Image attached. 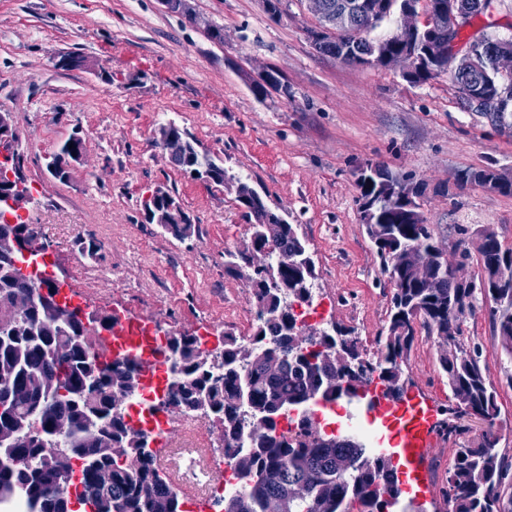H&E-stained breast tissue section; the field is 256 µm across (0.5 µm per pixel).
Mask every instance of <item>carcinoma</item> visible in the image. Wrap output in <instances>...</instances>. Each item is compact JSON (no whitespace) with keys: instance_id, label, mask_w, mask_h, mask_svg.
Returning <instances> with one entry per match:
<instances>
[{"instance_id":"obj_1","label":"carcinoma","mask_w":512,"mask_h":512,"mask_svg":"<svg viewBox=\"0 0 512 512\" xmlns=\"http://www.w3.org/2000/svg\"><path fill=\"white\" fill-rule=\"evenodd\" d=\"M498 41L485 33L480 41L470 37L467 45L489 55ZM426 43L423 38L403 45L386 43L384 51L415 54L419 64L408 76L420 83L442 73L426 62ZM85 149V141L65 139L50 175L67 179L64 157ZM491 176L490 168L459 174L463 183L481 186ZM395 179L381 166L372 182L357 179L360 209L374 220L366 225L367 235L381 273L394 286L388 322L375 337L377 352L371 361L388 389L403 373L418 329L437 337L448 332V315L463 319L473 311L476 295L457 288L444 263L433 271L439 288L409 279L411 258L435 259L438 243L431 225L413 222L402 198L384 193L381 185ZM273 217L281 223L279 247L308 251L297 225L276 212ZM476 251L488 281H500L484 297L490 302L493 340L512 356V248L499 243ZM314 280L311 267L281 276L262 274L250 284L258 319L245 341L224 332V374L218 381L200 337H170L179 367V409L212 419L222 429L224 448L241 449L231 463L243 485L224 497V512H269L274 500L279 512H388L399 502L401 489L390 457L343 440L326 442L307 406L287 415L294 426L285 432L272 419L279 404L305 401L315 391L325 405L344 399L347 393L336 381V370L328 367L325 351L335 347L350 361L364 353L359 338L340 327H295L299 316L283 307L282 292L296 293L309 303L312 292L306 286ZM35 292L0 263V435L15 440L9 456L0 460V510L22 499L28 512H73L74 500L90 512H179L180 497L171 483L158 479L155 459L136 456L135 430L112 410L114 397L133 386L142 365L130 359L123 367H108L92 338L79 326L60 328L53 308L33 298ZM246 344L253 349L249 361L240 356ZM458 347L456 354L441 352L438 357L451 399L459 404L453 414L479 418L487 431L477 445L455 449L442 497L447 512H512V456L498 448L492 432L501 415L497 388L481 367L482 345ZM281 356L285 360L280 370L270 371L268 362ZM90 378L98 381V396L88 402L81 387ZM202 403L205 412L199 410ZM52 420L68 425L64 464L39 435L38 428Z\"/></svg>"}]
</instances>
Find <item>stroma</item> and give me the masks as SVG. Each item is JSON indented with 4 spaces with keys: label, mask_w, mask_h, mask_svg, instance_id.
Returning a JSON list of instances; mask_svg holds the SVG:
<instances>
[{
    "label": "stroma",
    "mask_w": 512,
    "mask_h": 512,
    "mask_svg": "<svg viewBox=\"0 0 512 512\" xmlns=\"http://www.w3.org/2000/svg\"><path fill=\"white\" fill-rule=\"evenodd\" d=\"M194 7L198 26L158 0H0V111L11 113L28 156L25 216L50 247L54 277L78 301L190 334L252 332L239 315L248 284L224 273V253L249 241L250 220L231 185L192 179L169 162L156 141L163 122L187 131L199 152L298 225L316 266L318 311L309 324L353 330L368 355L393 286L363 224L359 166L380 164L425 184L421 213L448 257L460 250V224L493 227L512 248V193L454 183L468 169L512 174V128L465 105L449 74L413 84L398 68L322 55L307 38L315 20L302 0H285L278 18L261 0ZM208 23L223 28V42L209 39ZM68 53L86 67L59 69L57 57ZM271 68L290 94L256 98L246 79ZM76 131L87 153L62 182L45 157ZM159 186L191 217L190 238L149 223L144 204ZM488 308L476 302L460 340L483 346L481 365L501 405L495 433L512 453V357L492 341ZM437 351L436 338L419 336L404 371L419 398L443 411L451 394ZM170 427L160 447L209 448L220 437L219 427L178 413Z\"/></svg>",
    "instance_id": "1"
}]
</instances>
